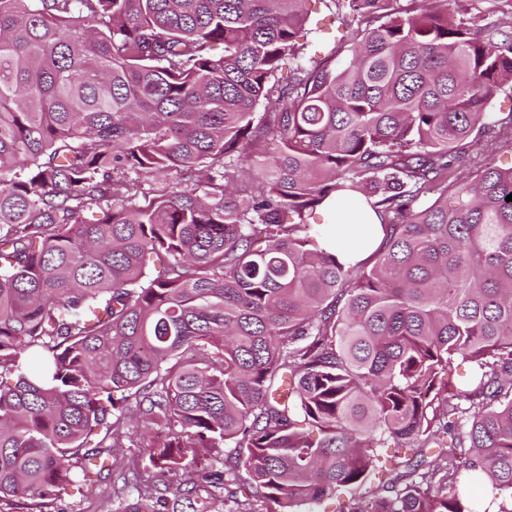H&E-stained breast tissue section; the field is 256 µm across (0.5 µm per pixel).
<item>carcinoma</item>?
Wrapping results in <instances>:
<instances>
[{"mask_svg": "<svg viewBox=\"0 0 512 512\" xmlns=\"http://www.w3.org/2000/svg\"><path fill=\"white\" fill-rule=\"evenodd\" d=\"M342 1L318 60L306 0H0V512L94 497L132 411L161 435L124 512H253L241 470L264 512H476L462 476L512 512V166L448 190L512 131V32ZM362 200L350 265L309 219ZM327 210L335 211L340 209L331 206ZM340 211L342 213V217L347 220L346 222H342V224H356V226H359L358 229L354 230L353 235L350 237V242H356L369 237L373 233V228L377 224H380L378 217L368 207H366L361 213L357 214L356 217H353L347 210ZM457 491L469 501L480 502L484 507L490 502H500V495L496 488L487 479L483 483L471 484L467 481H461L457 486Z\"/></svg>", "mask_w": 512, "mask_h": 512, "instance_id": "obj_1", "label": "carcinoma"}]
</instances>
